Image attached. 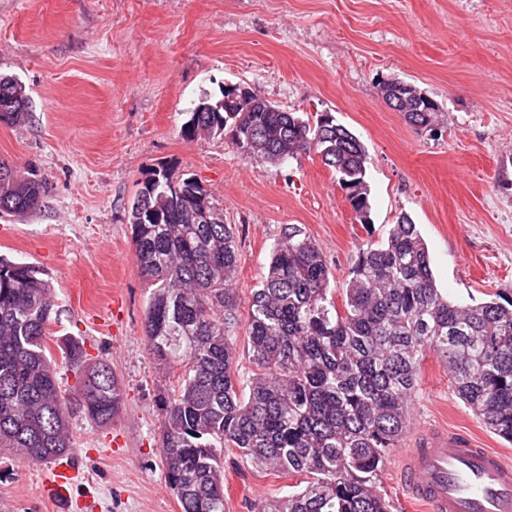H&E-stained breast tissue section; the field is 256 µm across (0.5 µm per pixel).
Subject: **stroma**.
Wrapping results in <instances>:
<instances>
[{"label":"stroma","mask_w":512,"mask_h":512,"mask_svg":"<svg viewBox=\"0 0 512 512\" xmlns=\"http://www.w3.org/2000/svg\"><path fill=\"white\" fill-rule=\"evenodd\" d=\"M1 73L25 86L31 108L0 124V159L48 191L32 213H0V255L49 278L51 350L79 340L124 389L109 426L71 410L73 449L58 461L74 475L69 512H181L159 441L160 399L178 374L148 349L149 290L129 224L152 170L196 178L233 226L241 312L286 228L320 247L341 286L360 247L403 213L451 300L512 297V0H0ZM387 79L436 101L438 134L385 104ZM235 84L307 120L330 113L360 138L370 223L317 153L275 166L226 137H180L204 95ZM413 419L469 431L512 461V443L467 408L431 353ZM50 478L49 464L1 450L0 512H62ZM297 482L224 455L230 512Z\"/></svg>","instance_id":"35a3bbf8"}]
</instances>
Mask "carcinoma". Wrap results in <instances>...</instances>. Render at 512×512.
<instances>
[{
  "label": "carcinoma",
  "instance_id": "cac0c4a2",
  "mask_svg": "<svg viewBox=\"0 0 512 512\" xmlns=\"http://www.w3.org/2000/svg\"><path fill=\"white\" fill-rule=\"evenodd\" d=\"M383 99L403 95L406 120L432 130L434 101L410 84L379 83ZM232 87L200 100L181 138L230 135L248 157L278 165L314 151L332 168L355 218L370 223L368 154L360 139L322 114L311 124L270 111L251 94L230 112ZM25 87L0 74V122L24 119ZM45 183L0 163V211L37 209ZM135 256L150 289L145 337L163 368H183L162 397L165 480L182 512H228L224 451L262 470L303 475L287 496L255 512H390L377 478L411 421L427 353L440 357L452 386L484 424L512 442V300L453 302L437 287L417 225L402 213L385 239L359 249L344 303L318 245L294 227L274 244L252 288L248 390L236 386L239 245L224 214L193 177L155 169L129 211ZM51 283L36 267L0 257V448L31 462L72 449L69 408L46 336ZM63 357L80 367L78 405L97 426L120 412L122 384L109 364L88 362L72 341Z\"/></svg>",
  "mask_w": 512,
  "mask_h": 512
}]
</instances>
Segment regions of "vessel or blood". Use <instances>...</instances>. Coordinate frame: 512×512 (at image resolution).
I'll return each mask as SVG.
<instances>
[{"label":"vessel or blood","mask_w":512,"mask_h":512,"mask_svg":"<svg viewBox=\"0 0 512 512\" xmlns=\"http://www.w3.org/2000/svg\"><path fill=\"white\" fill-rule=\"evenodd\" d=\"M398 477L426 512H512V462L466 433L426 432L402 449Z\"/></svg>","instance_id":"b4317fda"}]
</instances>
